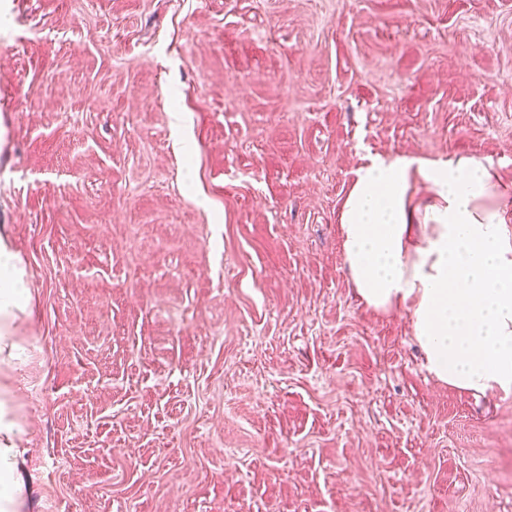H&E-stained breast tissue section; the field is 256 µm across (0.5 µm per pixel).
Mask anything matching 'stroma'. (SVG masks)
<instances>
[{
  "label": "stroma",
  "mask_w": 512,
  "mask_h": 512,
  "mask_svg": "<svg viewBox=\"0 0 512 512\" xmlns=\"http://www.w3.org/2000/svg\"><path fill=\"white\" fill-rule=\"evenodd\" d=\"M396 154L512 189V0H0L26 512H512V396L343 264Z\"/></svg>",
  "instance_id": "35a3bbf8"
}]
</instances>
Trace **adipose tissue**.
I'll use <instances>...</instances> for the list:
<instances>
[{
  "mask_svg": "<svg viewBox=\"0 0 512 512\" xmlns=\"http://www.w3.org/2000/svg\"><path fill=\"white\" fill-rule=\"evenodd\" d=\"M426 203H418L419 186ZM344 265L367 306L405 309L427 372L475 395H512V194L473 157L376 158L340 214ZM32 299L0 226V361L24 352L16 321ZM25 427L0 385V512H24Z\"/></svg>",
  "mask_w": 512,
  "mask_h": 512,
  "instance_id": "ef3b65f1",
  "label": "adipose tissue"
}]
</instances>
